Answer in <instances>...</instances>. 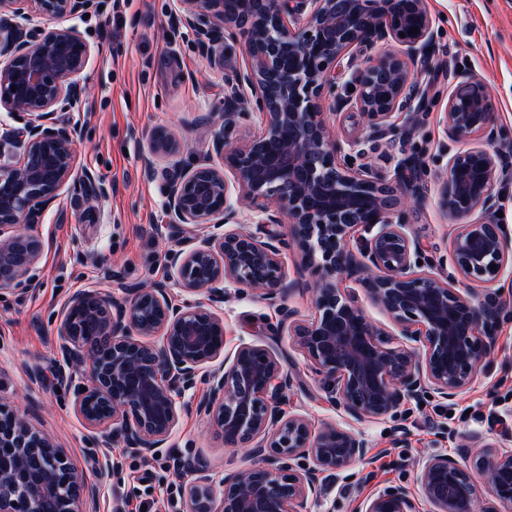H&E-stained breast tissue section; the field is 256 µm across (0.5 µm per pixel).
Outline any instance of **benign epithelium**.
Here are the masks:
<instances>
[{"instance_id":"obj_1","label":"benign epithelium","mask_w":512,"mask_h":512,"mask_svg":"<svg viewBox=\"0 0 512 512\" xmlns=\"http://www.w3.org/2000/svg\"><path fill=\"white\" fill-rule=\"evenodd\" d=\"M230 13L224 0H178L177 30L192 37L212 68L224 67L228 40L240 38L243 69L224 73V123L213 133L218 164L175 165L165 191L167 224L178 234L168 256V282L137 284L121 293L84 289L71 295L58 328L61 383L74 387V410L103 436L86 449L99 461L115 439L143 458L166 444L187 405L182 394L201 374L208 390L196 403L221 431L224 444L259 459L246 472L217 479L204 467L185 485L188 512H299L317 489L318 476L361 460L367 443L339 426L315 428L282 409L292 386L277 355L240 346L224 360L223 319L213 307L229 285L261 291L275 302L294 289L286 282L274 237L227 228L238 223L231 201V173L258 224H290L292 243L323 270L315 288L312 322L289 330L315 372L328 401L350 419H382L429 386L449 399L468 389L493 346L502 309L496 294H462L448 279L415 271L419 246L395 210L417 208L410 182L413 160L393 176L356 169L347 157L362 142L408 124L426 108L427 89L409 80L407 59L433 42L424 0H247ZM95 0H0V110L24 112L28 121L0 138V288L39 282L43 240L31 233L45 206L70 181L76 165L78 125L61 117L88 94L80 82L88 43L73 27L45 28L35 20L91 11ZM417 33L409 36L410 28ZM406 33L400 37V33ZM392 40L400 50L366 59L348 95H335L332 110L357 112L367 137L348 146L330 139L319 99L346 54L368 52ZM259 112L262 131L231 141L237 119ZM443 122L453 140L492 129L494 112L485 87L460 84L448 97ZM151 154L175 155L180 144L163 133L148 142ZM500 156L473 146L448 157L438 205L454 220L477 209L496 212L494 189ZM89 201L105 199L111 186L86 174ZM358 227L372 231L360 253L350 247ZM457 271L485 284L498 281L512 257L502 225L460 224L451 244ZM496 265L491 269L490 265ZM360 277L368 296L397 323L402 335L425 347L415 358L393 346L366 317L358 299L337 280ZM183 297L177 299L171 290ZM206 292V300L196 295ZM306 464L295 468L291 461ZM421 497L430 512H504L512 509V443L487 447L469 471L446 454L417 464ZM478 475L488 498L478 496ZM112 476L99 467L90 476L61 457L46 436L15 410L0 404V512H83ZM222 492L215 494L214 486ZM364 512H420L406 490L369 499Z\"/></svg>"}]
</instances>
